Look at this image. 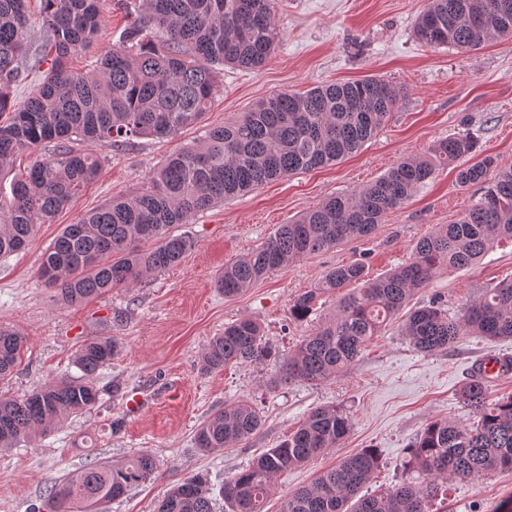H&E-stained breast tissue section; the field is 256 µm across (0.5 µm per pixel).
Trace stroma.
I'll return each instance as SVG.
<instances>
[{
  "label": "stroma",
  "mask_w": 512,
  "mask_h": 512,
  "mask_svg": "<svg viewBox=\"0 0 512 512\" xmlns=\"http://www.w3.org/2000/svg\"><path fill=\"white\" fill-rule=\"evenodd\" d=\"M426 5L427 0H278L280 40L274 54L256 70L225 69L202 125L172 139L137 138L121 151L90 144V152L104 160L94 182L51 223L39 225L25 251L0 258V325L18 330L27 341L21 363L10 378L0 380V396L17 397L75 374V351L87 339L114 336L120 348L94 377L104 391L94 409L0 450V512H28L56 481L89 462H117L136 453L151 454L157 473L112 502L108 512H156L166 491L184 478L204 476L217 492L225 479L285 439L312 409H342L351 426L340 447L277 475L265 510L281 512L288 494L364 448L379 455L369 492L422 482L407 464V450L426 424L474 422L460 390L483 357L512 356V338L468 335L453 348L424 354L409 344L396 319L345 373L317 386L274 385L277 366L272 362L233 364L212 373L199 368L209 340L243 316L256 320L275 348L293 349L336 310L335 294L322 293L315 314L298 321L289 314L295 297L319 289L325 273L345 263H364L372 277L404 263L419 238L455 221L480 199L483 187L458 186L455 169L443 168L367 236L305 256L237 296H224L215 278L225 263L259 247L278 225L459 133L476 139L477 158L512 167V37L472 50L426 47L413 34ZM104 15L101 36L73 58L75 69H85L116 46L130 22L123 0H105ZM369 75L406 90L377 134L337 164L271 181L175 225L174 233L195 241L179 265L76 306L60 304L41 279L43 253L64 225L139 189L168 154L196 141L206 127L234 119L273 93ZM504 280H512L511 241L495 245L474 266L440 272L416 300L440 297L454 316ZM118 310L125 317L117 324L112 316ZM137 397L141 405L131 407ZM243 398L262 418L259 431L224 451H200L194 441L198 425L224 403ZM447 486L434 501V512H492L512 496V472L488 471L448 480Z\"/></svg>",
  "instance_id": "stroma-1"
}]
</instances>
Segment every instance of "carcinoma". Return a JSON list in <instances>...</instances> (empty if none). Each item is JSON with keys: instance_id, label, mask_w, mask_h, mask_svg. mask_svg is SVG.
I'll list each match as a JSON object with an SVG mask.
<instances>
[{"instance_id": "cac0c4a2", "label": "carcinoma", "mask_w": 512, "mask_h": 512, "mask_svg": "<svg viewBox=\"0 0 512 512\" xmlns=\"http://www.w3.org/2000/svg\"><path fill=\"white\" fill-rule=\"evenodd\" d=\"M101 0H40L37 32L27 0H0V257L28 246L45 224L100 171V159L84 142L116 150L136 137H174L201 123L226 66L261 67L279 42L277 0H128L135 15L119 45L86 71L70 60L102 33ZM416 40L433 48H477L512 36V0H428L414 24ZM36 89L23 104L14 88L29 75ZM405 91L381 77L312 87L264 97L223 125L207 129L189 147L169 155L137 192L114 197L67 224L45 250L40 275L64 305H77L114 288H130L144 274L179 264L194 247L170 228L195 214L268 182L335 164L376 134ZM48 145V156L16 171L14 159ZM469 134L439 142L426 154L406 157L351 193L327 198L297 220L280 225L260 247L224 265L216 286L236 296L266 275L346 239L370 234L436 170L476 155ZM485 157L458 170L459 186L485 185L483 196L451 224L421 237L407 262L371 278L360 262L328 270L324 289L340 292L336 313L287 353L272 348L261 326L243 316L224 326L200 358V369L229 364H278L275 384L320 385L343 372L366 344L444 269L465 268L496 242L512 240V168L490 175ZM317 293L292 301L290 315L315 312ZM403 335L418 351L447 349L466 335L512 338V282L487 291L459 316L438 300L408 313ZM26 346L17 331L0 326V379L21 361ZM119 347L101 336L84 341L74 365L80 372L21 397H0V449L44 434L100 401L92 377ZM462 403L478 415L472 425L429 422L410 450L411 466L427 475L384 493L362 494L379 466L364 448L341 459L310 485L288 495L282 512H432L441 481L490 470L512 471V396L488 399V385L469 380ZM262 419L240 399L205 419L195 433L205 453L220 452L252 436ZM350 429L347 414L316 407L277 446L224 481V512H264L276 476L339 447ZM157 463L133 454L117 464L90 463L54 484L30 512H105L135 486L149 481ZM158 512H213L200 475L185 478L164 495Z\"/></svg>"}]
</instances>
